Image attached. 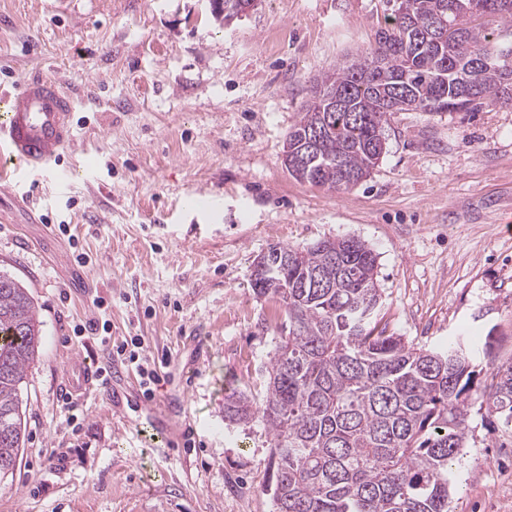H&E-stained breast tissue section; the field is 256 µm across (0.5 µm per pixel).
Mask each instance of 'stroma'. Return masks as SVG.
<instances>
[{"mask_svg": "<svg viewBox=\"0 0 512 512\" xmlns=\"http://www.w3.org/2000/svg\"><path fill=\"white\" fill-rule=\"evenodd\" d=\"M383 16L382 0H260L223 26L209 0H0V95L53 78L81 144L0 190V274L41 325L0 512H273L270 436L224 402L266 387L285 314L251 273L276 244L358 238L390 331L512 359V105L396 113L341 193L283 164L314 78L373 46ZM134 340L138 360L118 355ZM74 356L107 370L98 396L69 395ZM469 425L450 510L512 512V431Z\"/></svg>", "mask_w": 512, "mask_h": 512, "instance_id": "obj_1", "label": "stroma"}]
</instances>
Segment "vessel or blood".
<instances>
[{"label": "vessel or blood", "mask_w": 512, "mask_h": 512, "mask_svg": "<svg viewBox=\"0 0 512 512\" xmlns=\"http://www.w3.org/2000/svg\"><path fill=\"white\" fill-rule=\"evenodd\" d=\"M74 101L48 77L23 82L0 99V169L24 164L47 167L62 151L76 150L71 124Z\"/></svg>", "instance_id": "obj_1"}]
</instances>
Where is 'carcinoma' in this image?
Instances as JSON below:
<instances>
[{
    "label": "carcinoma",
    "mask_w": 512,
    "mask_h": 512,
    "mask_svg": "<svg viewBox=\"0 0 512 512\" xmlns=\"http://www.w3.org/2000/svg\"><path fill=\"white\" fill-rule=\"evenodd\" d=\"M502 2L384 0L391 40L317 78L288 132L295 155L322 130L302 181L331 191L361 182L384 154V126L396 112L511 103L503 77L512 41L493 45L488 34L497 22L512 35V7ZM259 266L253 290L282 302L288 332L262 400L234 394L224 418L247 424L259 414L270 432L273 512H448L475 403L512 428V362L482 386L476 362L491 345L458 336L425 349L388 333L377 318V255L357 238L275 245ZM40 336L27 289L0 274L1 479L23 448L20 390Z\"/></svg>",
    "instance_id": "cac0c4a2"
}]
</instances>
